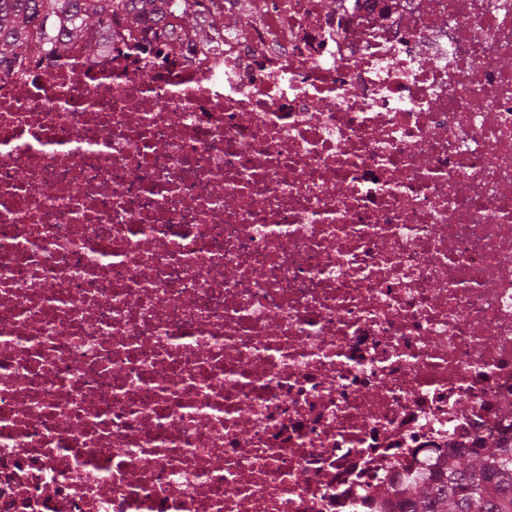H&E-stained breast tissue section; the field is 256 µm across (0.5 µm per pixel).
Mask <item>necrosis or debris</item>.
Listing matches in <instances>:
<instances>
[{
  "instance_id": "1",
  "label": "necrosis or debris",
  "mask_w": 512,
  "mask_h": 512,
  "mask_svg": "<svg viewBox=\"0 0 512 512\" xmlns=\"http://www.w3.org/2000/svg\"><path fill=\"white\" fill-rule=\"evenodd\" d=\"M0 71V512H389L512 416V0H225Z\"/></svg>"
}]
</instances>
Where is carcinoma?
Segmentation results:
<instances>
[{"label": "carcinoma", "instance_id": "carcinoma-1", "mask_svg": "<svg viewBox=\"0 0 512 512\" xmlns=\"http://www.w3.org/2000/svg\"><path fill=\"white\" fill-rule=\"evenodd\" d=\"M116 14L130 29L174 18L205 45L224 40V4L214 0H0V67L31 52L62 56L75 45L95 54L97 34ZM381 495L396 512H512V435L452 454L436 471Z\"/></svg>", "mask_w": 512, "mask_h": 512}]
</instances>
